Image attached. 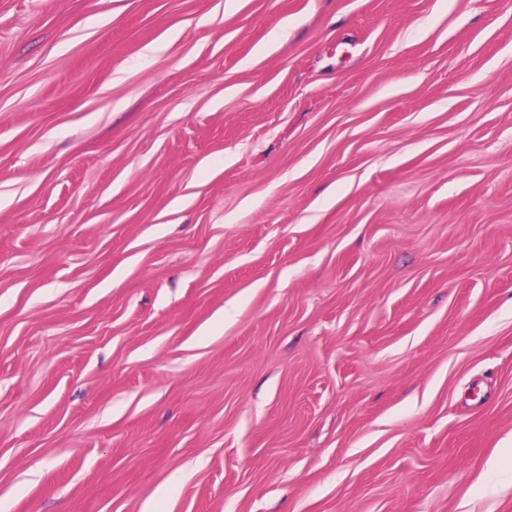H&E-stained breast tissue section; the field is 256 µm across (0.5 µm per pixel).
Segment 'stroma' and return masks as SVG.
Returning <instances> with one entry per match:
<instances>
[{
	"mask_svg": "<svg viewBox=\"0 0 512 512\" xmlns=\"http://www.w3.org/2000/svg\"><path fill=\"white\" fill-rule=\"evenodd\" d=\"M512 512V0H0V512Z\"/></svg>",
	"mask_w": 512,
	"mask_h": 512,
	"instance_id": "1",
	"label": "stroma"
}]
</instances>
